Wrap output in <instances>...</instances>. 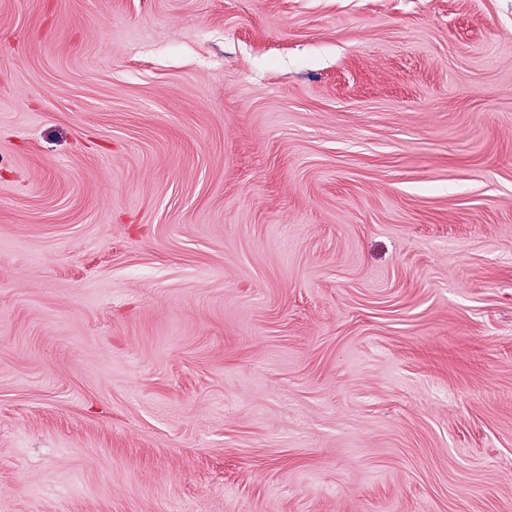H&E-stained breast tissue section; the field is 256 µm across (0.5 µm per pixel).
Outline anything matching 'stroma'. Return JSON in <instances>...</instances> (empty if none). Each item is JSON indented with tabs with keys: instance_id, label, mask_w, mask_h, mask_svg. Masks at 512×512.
<instances>
[{
	"instance_id": "obj_1",
	"label": "stroma",
	"mask_w": 512,
	"mask_h": 512,
	"mask_svg": "<svg viewBox=\"0 0 512 512\" xmlns=\"http://www.w3.org/2000/svg\"><path fill=\"white\" fill-rule=\"evenodd\" d=\"M0 512H512V0H0Z\"/></svg>"
}]
</instances>
